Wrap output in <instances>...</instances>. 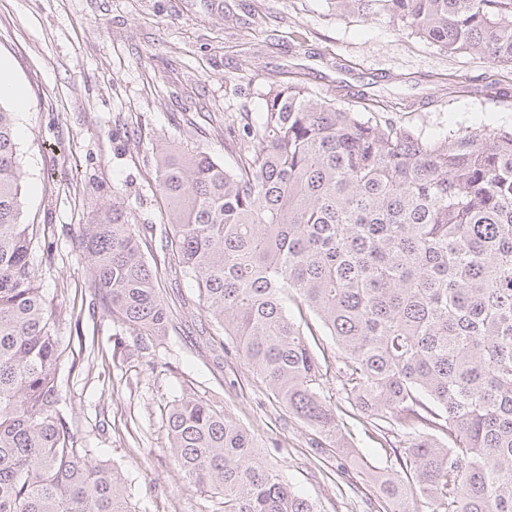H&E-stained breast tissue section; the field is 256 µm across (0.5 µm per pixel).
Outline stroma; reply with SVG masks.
Returning <instances> with one entry per match:
<instances>
[{
  "mask_svg": "<svg viewBox=\"0 0 512 512\" xmlns=\"http://www.w3.org/2000/svg\"><path fill=\"white\" fill-rule=\"evenodd\" d=\"M248 52L249 65L240 54ZM0 61L25 91L15 111L33 264L61 310L64 412L98 459L126 475L136 512H224L169 451L165 412L192 393L259 434L267 464L318 512H367L376 484L288 415L175 276L165 206L155 193L158 146L227 160L226 125L265 109L287 77L340 107L389 116L427 139L458 129L512 128V68L450 55L402 25L338 14L330 0H0ZM129 204L158 270L172 327L163 344L113 321L89 287L82 225L113 195Z\"/></svg>",
  "mask_w": 512,
  "mask_h": 512,
  "instance_id": "1",
  "label": "stroma"
}]
</instances>
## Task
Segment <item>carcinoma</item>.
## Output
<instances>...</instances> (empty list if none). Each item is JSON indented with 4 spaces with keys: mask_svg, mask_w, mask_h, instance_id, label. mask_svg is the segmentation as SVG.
Here are the masks:
<instances>
[{
    "mask_svg": "<svg viewBox=\"0 0 512 512\" xmlns=\"http://www.w3.org/2000/svg\"><path fill=\"white\" fill-rule=\"evenodd\" d=\"M333 4L512 66V0ZM265 102L242 131L225 127L228 165L157 149L181 272L288 414L357 459L288 300L318 318L338 348L337 392L366 434L389 441L391 471H362L383 504L512 512V129L424 139L293 77ZM23 190L13 113L0 106V512H134L123 475L63 412V350ZM79 245L112 318L163 343L170 315L120 195ZM166 427L180 468L222 495L224 512H317L229 413L186 393Z\"/></svg>",
    "mask_w": 512,
    "mask_h": 512,
    "instance_id": "cac0c4a2",
    "label": "carcinoma"
}]
</instances>
